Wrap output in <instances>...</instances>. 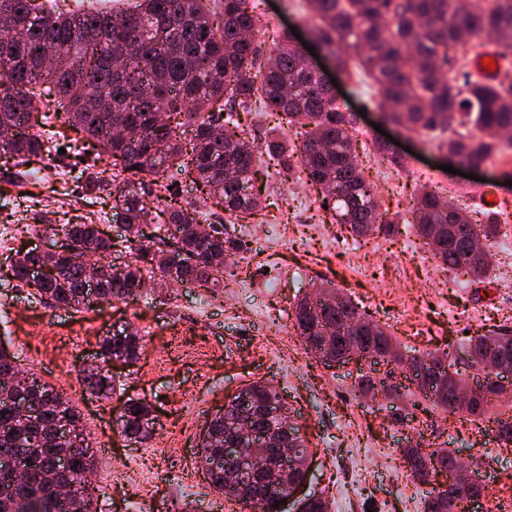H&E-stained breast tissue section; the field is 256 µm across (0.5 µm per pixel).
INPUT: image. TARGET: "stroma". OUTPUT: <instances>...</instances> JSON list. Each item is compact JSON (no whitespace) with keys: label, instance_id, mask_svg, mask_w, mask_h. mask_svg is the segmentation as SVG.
Masks as SVG:
<instances>
[{"label":"stroma","instance_id":"stroma-1","mask_svg":"<svg viewBox=\"0 0 512 512\" xmlns=\"http://www.w3.org/2000/svg\"><path fill=\"white\" fill-rule=\"evenodd\" d=\"M259 2L271 28L306 35L301 0ZM337 90L354 114L359 161L381 208L408 210L429 182L464 209L499 216L502 232L488 243L491 281L473 283L438 266L405 223L389 235L352 236L332 222L314 188L291 175L271 180L266 223L228 225L249 250L228 263L227 286L218 292L186 283L77 312L28 301L22 288H0V346L21 370L66 391L80 413L97 462V512H130L135 502L150 512H183L189 501L196 512H241L210 488L197 451L207 422L232 394L255 382L278 389L301 430L310 462L305 494L331 504L348 497L351 512H422L425 498L443 489L445 479L423 484L408 477L403 454L414 446L424 454L449 449L478 471L482 512H496L499 500L512 497V445L497 442L487 424L460 412L413 407L406 396L358 394L359 380L379 378L384 366H326L294 333L297 301L327 281L385 325L405 351H442L470 335L512 328V186L503 176L512 172V154L486 167L478 182L443 171L442 157L424 135L395 129L405 166L390 168L374 147L382 139L373 127L376 116L362 111L375 86L342 81ZM58 165L45 160L41 202L28 223L68 218L78 224L85 217L81 169L71 168L60 195ZM483 184L493 194L481 195ZM125 323L139 330L143 351L133 365L113 366L120 392L106 401L90 397L78 372L95 361L113 325ZM130 398L145 399L156 417L153 436L140 443L124 440L113 426Z\"/></svg>","mask_w":512,"mask_h":512}]
</instances>
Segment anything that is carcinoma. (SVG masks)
<instances>
[{
  "label": "carcinoma",
  "instance_id": "carcinoma-1",
  "mask_svg": "<svg viewBox=\"0 0 512 512\" xmlns=\"http://www.w3.org/2000/svg\"><path fill=\"white\" fill-rule=\"evenodd\" d=\"M11 39L0 35V155L13 161L4 178L15 185L40 183L37 161L64 149V157L85 160V193L111 199L122 215L125 234L114 240L99 225L25 224L21 232L37 235L56 229L64 251L34 255L17 251L11 260L8 288L28 289V296L50 307L75 311L114 301L133 300L149 289L171 283L216 286L224 276V258L249 250L231 237L223 214L210 213V232L202 231L196 202L168 181L173 169L195 189H209L216 208L229 217L254 218L265 209L255 180L262 169L257 154L267 156L277 174L303 173L321 195L336 224L357 237L389 234L373 187L365 179L354 145L351 114L325 88L303 54L282 36L273 49L259 50L270 27L254 0H8ZM311 36L348 80L367 79L377 87L375 110L407 131L425 132L430 143L461 164H487L512 150V75L489 79L470 69L467 47L473 37L494 36L495 55H512V0H305ZM260 103L288 127L305 129L300 145L274 137L263 149L243 135L233 119L238 108ZM83 134L68 139L57 124ZM407 223L440 266L488 280L485 252L472 258L468 245L497 237L501 223L485 221L450 204L441 192L423 186ZM118 250L131 260L116 267L102 258ZM168 252L178 259L171 270ZM38 264L54 269L30 282ZM95 268V288L86 285V266ZM358 307L333 283L321 284L299 301L294 326L309 350L319 337L341 345L353 335ZM362 340L380 349L395 343L384 327L371 323ZM501 333L469 339L461 359L455 353L414 355L432 393L419 394L442 411L454 413L455 381L477 380L478 391L465 414L483 420L512 388L493 372ZM142 337L102 338L99 358L81 370L89 394L107 400L116 390L111 363L139 359ZM463 364L464 375L455 369ZM248 397L236 395L224 414L237 419L253 407L281 404L279 393L256 382ZM41 410L34 424L15 409L17 398ZM151 405L130 399L115 419L126 439L152 436ZM67 420L80 430V415L63 390L35 374L19 375L8 351L0 347V512H96L93 487L85 473L95 468L86 439L73 449L59 438L55 424ZM255 439H270L279 421L250 423ZM209 441L199 449L209 463L210 488L237 501L247 512H267L274 495L304 473H282L276 449H269L276 470L266 480L241 485L224 482L234 459L224 443L237 442L224 418L209 422ZM410 476L421 483L436 468L414 448ZM84 481L71 498L61 487Z\"/></svg>",
  "mask_w": 512,
  "mask_h": 512
}]
</instances>
